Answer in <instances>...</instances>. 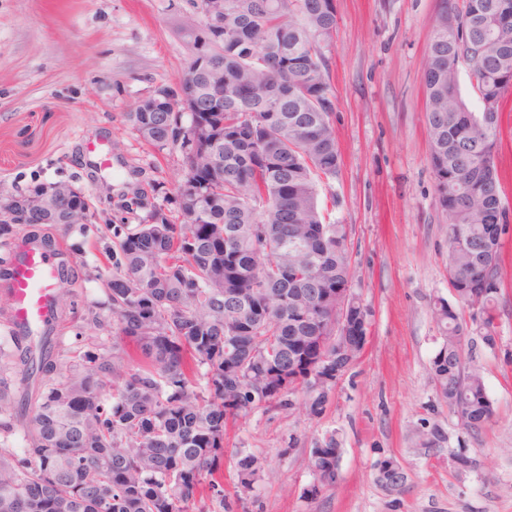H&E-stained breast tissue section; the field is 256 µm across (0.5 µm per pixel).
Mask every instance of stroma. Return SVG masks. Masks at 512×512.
Masks as SVG:
<instances>
[{
  "label": "stroma",
  "instance_id": "obj_1",
  "mask_svg": "<svg viewBox=\"0 0 512 512\" xmlns=\"http://www.w3.org/2000/svg\"><path fill=\"white\" fill-rule=\"evenodd\" d=\"M441 0H336L338 22L322 51L336 95L334 122L343 165L320 181L319 204L345 225L350 286L366 312L367 343L322 417L259 409L229 424L224 440V498L209 512H512V236L504 243L498 345L476 344L495 415L471 436L440 404L429 373L441 344L433 305L453 302L448 283V216L436 202L423 91L427 46ZM194 0H0V196L40 182L81 189L94 206L87 224L38 226L62 241L73 310L28 338L10 323L0 288V358L10 387L0 410L11 415L12 447H25L26 425L46 378L24 362L71 348L112 347V321L95 323L112 272L105 248L113 227L144 223L156 209L175 211L184 177L177 155L141 143L125 115L141 97L176 87L194 53L187 21ZM109 139L112 168L98 172L85 152ZM448 433L443 453L413 445L422 420ZM339 442V479L318 496L308 467L325 436ZM264 459L246 499L235 496L238 453ZM475 458L455 474L450 456ZM391 458L406 481L387 494L377 464Z\"/></svg>",
  "mask_w": 512,
  "mask_h": 512
}]
</instances>
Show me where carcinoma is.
I'll use <instances>...</instances> for the list:
<instances>
[{
  "label": "carcinoma",
  "mask_w": 512,
  "mask_h": 512,
  "mask_svg": "<svg viewBox=\"0 0 512 512\" xmlns=\"http://www.w3.org/2000/svg\"><path fill=\"white\" fill-rule=\"evenodd\" d=\"M512 0H442L424 70L429 161L436 201L448 213V282L457 303L470 284L487 288L479 323L469 329L449 304L435 306L442 344L430 363L439 401L477 436L494 415L483 377L471 368L462 337L497 346L504 239L484 226L505 214L499 147L512 82ZM337 25L336 0H223L218 17L188 24L197 112H151L126 121L148 146L177 150L184 180L180 216L138 224L112 240L113 278L105 289L116 352L83 360L65 351L44 359L47 377L27 425V447L0 444V512H204V493L224 492V434L231 419L256 409H288L300 394L318 418L325 393L309 378L333 379L317 365L336 314V289L349 287L343 224L327 220L317 180L334 178L342 158L328 58L321 43ZM213 63L204 76L200 61ZM469 67L479 111L459 91ZM134 347L125 360L121 344ZM230 354L236 366L228 365ZM267 380L287 382L273 398ZM448 442L434 423L415 447L435 456ZM338 441L312 451L318 496L336 484ZM236 494L248 495L264 459L237 455ZM385 459L377 480L398 492Z\"/></svg>",
  "instance_id": "carcinoma-1"
}]
</instances>
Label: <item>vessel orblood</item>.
<instances>
[{"instance_id": "b4317fda", "label": "vessel or blood", "mask_w": 512, "mask_h": 512, "mask_svg": "<svg viewBox=\"0 0 512 512\" xmlns=\"http://www.w3.org/2000/svg\"><path fill=\"white\" fill-rule=\"evenodd\" d=\"M59 249L21 244L13 258L7 290L14 300L11 320L15 329L30 331L44 325L52 314L50 299L59 278Z\"/></svg>"}]
</instances>
